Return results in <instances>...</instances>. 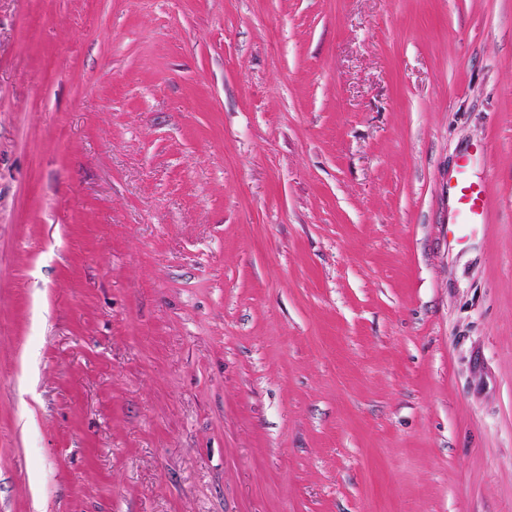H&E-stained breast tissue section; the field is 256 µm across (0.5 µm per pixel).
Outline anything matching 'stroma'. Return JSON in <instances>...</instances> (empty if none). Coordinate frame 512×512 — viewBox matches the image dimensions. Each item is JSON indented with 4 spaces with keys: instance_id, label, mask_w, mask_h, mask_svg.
Returning a JSON list of instances; mask_svg holds the SVG:
<instances>
[{
    "instance_id": "stroma-1",
    "label": "stroma",
    "mask_w": 512,
    "mask_h": 512,
    "mask_svg": "<svg viewBox=\"0 0 512 512\" xmlns=\"http://www.w3.org/2000/svg\"><path fill=\"white\" fill-rule=\"evenodd\" d=\"M0 512H512V0H0ZM468 170V163L464 162L448 176L456 204L454 224L458 225L485 222L483 190L470 180Z\"/></svg>"
}]
</instances>
